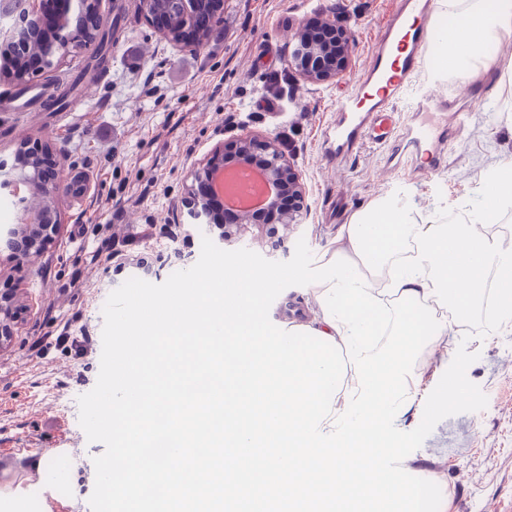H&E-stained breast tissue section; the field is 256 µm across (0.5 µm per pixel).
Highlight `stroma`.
<instances>
[{
	"label": "stroma",
	"mask_w": 512,
	"mask_h": 512,
	"mask_svg": "<svg viewBox=\"0 0 512 512\" xmlns=\"http://www.w3.org/2000/svg\"><path fill=\"white\" fill-rule=\"evenodd\" d=\"M398 0H224V21L202 49L160 38L139 12L138 0H100L104 23L114 26L112 53L95 65L94 52L70 49L59 67L34 76L42 91L33 111L0 105V163L13 167L27 140L50 137L66 173L82 175L89 190L61 196V224L32 260L0 265V290L24 289L31 308L10 344L0 350V456L24 445L42 454L72 448L78 467L59 494L75 496L63 512H91L93 460L105 451L79 424L77 399L98 379L103 306L136 269L116 271L119 254L146 258L147 280L163 283L192 267L211 224L188 223L184 186L194 167L219 142L242 132L276 138L306 187L307 211L271 247L265 227L223 242L225 250H252L271 261L290 260L305 239L323 267L352 214L371 201L401 194L415 221L436 222L441 208L467 214L482 175L512 158V38L494 44V66L479 76H448L434 68L412 77L395 105L411 124L423 90L436 86L469 109L463 127L449 125L441 168L423 174L393 168V144L364 143L340 167L320 157L321 134L336 106L356 86L374 42ZM333 10L355 35L350 70L332 83L304 82L289 62L298 21ZM297 311L308 323L320 311L312 286H291L273 302L272 323ZM466 325L424 346L412 374L414 403L395 425L415 429L424 404L466 343L478 358L467 377L488 398L486 408L439 421L401 466L441 489L440 512H512V322L485 338H466Z\"/></svg>",
	"instance_id": "obj_1"
}]
</instances>
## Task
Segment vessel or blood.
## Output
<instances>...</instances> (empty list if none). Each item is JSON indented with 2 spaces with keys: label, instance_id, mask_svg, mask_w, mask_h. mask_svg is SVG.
<instances>
[{
  "label": "vessel or blood",
  "instance_id": "obj_1",
  "mask_svg": "<svg viewBox=\"0 0 512 512\" xmlns=\"http://www.w3.org/2000/svg\"><path fill=\"white\" fill-rule=\"evenodd\" d=\"M431 8V0H402L397 13L385 22L362 76L363 83L378 85V94L368 97L356 93L337 105L341 118L323 136L328 143L323 156L326 164L340 165L364 140L386 142L395 137L396 122L391 112L395 100L412 76L432 64L429 46L444 41ZM409 14L416 16V23L406 24ZM445 107L444 99L429 92L422 95L417 107L422 119L407 131L415 149L437 145L442 130L431 117Z\"/></svg>",
  "mask_w": 512,
  "mask_h": 512
}]
</instances>
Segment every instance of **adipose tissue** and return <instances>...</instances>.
I'll use <instances>...</instances> for the list:
<instances>
[{
	"label": "adipose tissue",
	"mask_w": 512,
	"mask_h": 512,
	"mask_svg": "<svg viewBox=\"0 0 512 512\" xmlns=\"http://www.w3.org/2000/svg\"><path fill=\"white\" fill-rule=\"evenodd\" d=\"M443 47L445 72L477 73L488 69V43L512 36V0H466L454 11ZM70 449L43 455L0 457V512H28L38 503L40 512H60L65 500L55 491V479L64 475Z\"/></svg>",
	"instance_id": "ef3b65f1"
}]
</instances>
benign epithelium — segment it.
I'll return each mask as SVG.
<instances>
[{"label": "benign epithelium", "mask_w": 512, "mask_h": 512, "mask_svg": "<svg viewBox=\"0 0 512 512\" xmlns=\"http://www.w3.org/2000/svg\"><path fill=\"white\" fill-rule=\"evenodd\" d=\"M45 0H3L0 9L16 18L14 25L0 33V81L10 82L18 76L29 79L30 71L5 64L17 43L27 44L38 60V69H55L77 41L85 47L95 45L93 32L104 28L99 13V0H57L54 34L43 32ZM163 0H139V9L145 20L155 24L161 36L177 46L201 48L207 41L210 28L222 22L223 0H178L182 14L179 35L170 31ZM295 42L292 62L300 77L312 84H325L344 76L351 64L354 43L352 30L341 16L325 13L313 29L305 21L293 32ZM48 148L34 143L24 147V161L10 178L0 186L10 189L20 198L35 197L36 206L22 209V218L7 230L4 249L9 260H30L39 256L56 233L59 222L58 195L68 189L81 195L86 187L73 177L68 178L56 167L42 162ZM254 170L271 187V195L263 204L271 220L288 228L300 223L305 208L306 187L290 157L272 138H261L243 133L227 143L217 144L191 174L185 187L183 205L188 216L202 223L214 222L210 200L223 198L218 179L229 170ZM219 240L227 241L252 224H265L254 210L224 208V219ZM30 308L26 292H0V350L7 347L13 328L21 315Z\"/></svg>", "instance_id": "1"}]
</instances>
